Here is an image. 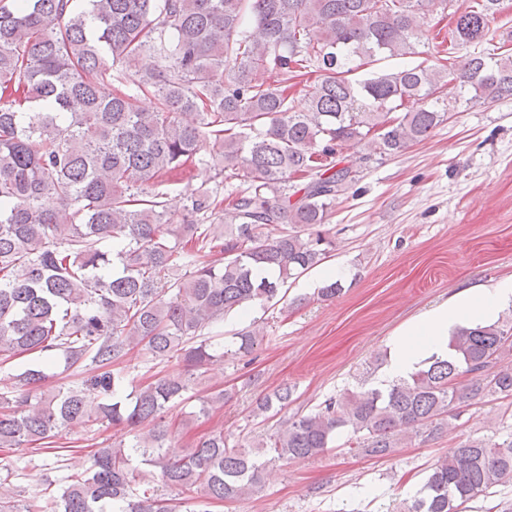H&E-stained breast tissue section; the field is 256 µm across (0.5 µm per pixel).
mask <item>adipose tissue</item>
Masks as SVG:
<instances>
[{
	"label": "adipose tissue",
	"instance_id": "adipose-tissue-1",
	"mask_svg": "<svg viewBox=\"0 0 512 512\" xmlns=\"http://www.w3.org/2000/svg\"><path fill=\"white\" fill-rule=\"evenodd\" d=\"M511 304L512 278L490 287L468 289L460 299L415 317L389 341L391 359L384 383L407 377L427 355L445 353L452 328L485 321Z\"/></svg>",
	"mask_w": 512,
	"mask_h": 512
}]
</instances>
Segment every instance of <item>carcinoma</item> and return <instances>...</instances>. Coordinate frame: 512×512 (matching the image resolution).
<instances>
[{
	"mask_svg": "<svg viewBox=\"0 0 512 512\" xmlns=\"http://www.w3.org/2000/svg\"><path fill=\"white\" fill-rule=\"evenodd\" d=\"M0 0V364L38 353L0 394V448L40 449L74 427L124 426L133 442L98 448L90 465L19 510L0 484V512H208L259 492L267 468L322 453L343 432L385 456L408 428L431 437L459 405L512 396V320L457 328L448 353L409 377L329 398L246 450L223 433L180 454L166 421L185 373L216 356L251 354L248 330L215 354L203 330L246 304L278 296L321 264L336 200L355 171L338 158L370 141L383 156L426 139L461 102L512 97V50L424 61L359 79L383 57H411L434 8L449 43L479 42L500 0ZM316 76L312 93H292ZM117 81L128 91L105 94ZM454 84L450 102L440 90ZM157 101L154 111L139 105ZM208 138L212 153L196 157ZM180 216L166 208L173 174ZM207 177L198 179V174ZM200 183H195V180ZM240 180L229 191L224 181ZM291 225L277 234L269 228ZM190 268L184 277L175 276ZM183 370L124 391L134 348ZM89 362L51 390L47 370ZM286 384L256 415L293 401ZM160 485L132 487L135 465ZM512 484V433L469 437L436 461L411 503L390 512H462ZM181 494L173 504L172 491Z\"/></svg>",
	"mask_w": 512,
	"mask_h": 512,
	"instance_id": "1",
	"label": "carcinoma"
}]
</instances>
